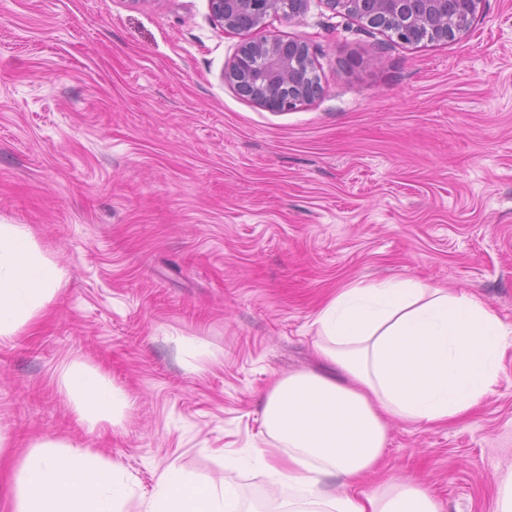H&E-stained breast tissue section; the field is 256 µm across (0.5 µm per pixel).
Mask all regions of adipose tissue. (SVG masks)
Segmentation results:
<instances>
[{
    "instance_id": "adipose-tissue-1",
    "label": "adipose tissue",
    "mask_w": 512,
    "mask_h": 512,
    "mask_svg": "<svg viewBox=\"0 0 512 512\" xmlns=\"http://www.w3.org/2000/svg\"><path fill=\"white\" fill-rule=\"evenodd\" d=\"M65 272L23 224H0V340L52 301ZM320 370L275 378L262 411L264 444L224 455L227 478L170 465L143 495L125 464L68 440L0 458L7 512H441L413 480L363 490L388 443L387 418L415 425L462 420L498 383L512 324L483 300L414 277L358 280L317 312ZM58 387L79 422L123 416L126 393L73 361ZM260 472L247 487L230 480Z\"/></svg>"
}]
</instances>
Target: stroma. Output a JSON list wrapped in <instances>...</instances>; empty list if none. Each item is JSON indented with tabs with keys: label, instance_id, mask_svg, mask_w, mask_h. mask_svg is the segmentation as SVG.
Returning a JSON list of instances; mask_svg holds the SVG:
<instances>
[{
	"label": "stroma",
	"instance_id": "obj_1",
	"mask_svg": "<svg viewBox=\"0 0 512 512\" xmlns=\"http://www.w3.org/2000/svg\"><path fill=\"white\" fill-rule=\"evenodd\" d=\"M262 35L308 44L322 87L271 111L224 67L243 35L209 0H0V223L27 225L67 275L0 343V435L124 462L143 491L170 464L224 476L261 443L272 380L315 368L336 289L413 276L512 323V0L455 38L405 43L307 0ZM223 351L193 368L186 349ZM84 362L126 392L80 426L56 385ZM384 470L444 512H494L512 470V349L465 421H390Z\"/></svg>",
	"mask_w": 512,
	"mask_h": 512
}]
</instances>
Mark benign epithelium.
Returning <instances> with one entry per match:
<instances>
[{"label":"benign epithelium","instance_id":"7a95c632","mask_svg":"<svg viewBox=\"0 0 512 512\" xmlns=\"http://www.w3.org/2000/svg\"><path fill=\"white\" fill-rule=\"evenodd\" d=\"M306 0H209L214 19L226 32L244 33L239 19L247 15L259 30L272 15L292 19ZM373 29L391 31L399 40L415 27L425 26L433 37L446 40L464 32L479 0H327ZM314 74L309 46L297 39L260 37L243 42L224 71V79L249 99L272 111L290 109L312 99L319 89L301 77Z\"/></svg>","mask_w":512,"mask_h":512}]
</instances>
